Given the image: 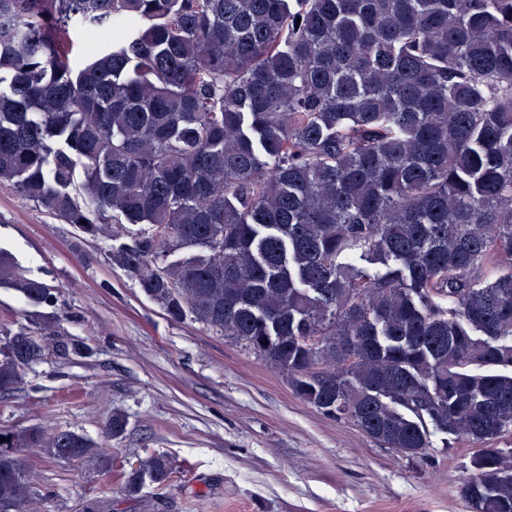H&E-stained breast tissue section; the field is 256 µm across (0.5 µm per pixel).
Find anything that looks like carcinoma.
<instances>
[{"mask_svg": "<svg viewBox=\"0 0 512 512\" xmlns=\"http://www.w3.org/2000/svg\"><path fill=\"white\" fill-rule=\"evenodd\" d=\"M80 29L107 38L75 67ZM0 187L89 238L149 225L112 264L382 448L512 432V0H0ZM5 283L59 295L0 249ZM34 319L0 391L57 335ZM2 437L0 512L21 448L110 463L75 431ZM472 466V512H512V455ZM170 474L141 458L126 492Z\"/></svg>", "mask_w": 512, "mask_h": 512, "instance_id": "cac0c4a2", "label": "carcinoma"}]
</instances>
